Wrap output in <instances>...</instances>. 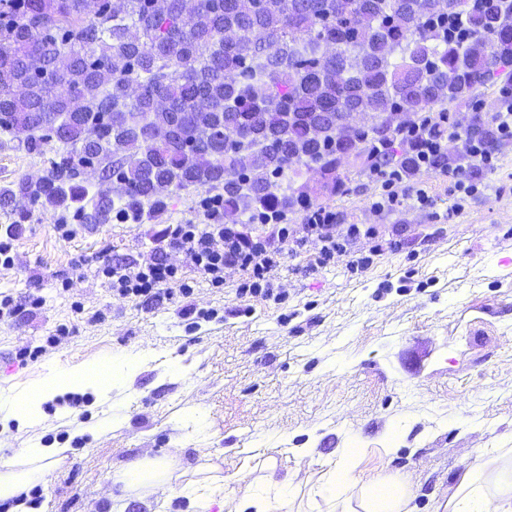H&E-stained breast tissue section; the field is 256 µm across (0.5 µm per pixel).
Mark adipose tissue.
<instances>
[{"label":"adipose tissue","mask_w":512,"mask_h":512,"mask_svg":"<svg viewBox=\"0 0 512 512\" xmlns=\"http://www.w3.org/2000/svg\"><path fill=\"white\" fill-rule=\"evenodd\" d=\"M91 385L102 391L108 388L106 380L96 378L94 366L56 367L45 381L25 386L11 403L10 412L17 420L30 424L38 420L43 402L64 390ZM359 453L356 447L344 449L342 462L322 472L307 487L296 474H280L276 463H269L263 475L239 488L229 503L220 485L186 479L172 457L163 461L140 459L115 471L113 478L130 489L167 487L187 500L190 512H211L216 506L229 507L230 512H289L301 491L317 512H414L415 494L407 475L385 470L354 472L348 462ZM64 457V449L37 444L17 449L15 456L0 457V500H14L13 512H29L24 497L27 485L44 479ZM21 460L27 462V469H18ZM445 512H512V458L503 459L495 450L466 463Z\"/></svg>","instance_id":"obj_1"}]
</instances>
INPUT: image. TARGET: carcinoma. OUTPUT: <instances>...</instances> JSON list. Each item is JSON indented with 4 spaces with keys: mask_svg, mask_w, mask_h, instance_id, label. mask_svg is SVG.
Wrapping results in <instances>:
<instances>
[{
    "mask_svg": "<svg viewBox=\"0 0 512 512\" xmlns=\"http://www.w3.org/2000/svg\"><path fill=\"white\" fill-rule=\"evenodd\" d=\"M1 36L0 135L60 147L39 182L0 188V208L24 197L79 224L205 185L251 223L308 201L304 174L330 196L355 162L414 176L408 129L443 142L435 113L512 85L505 0H0ZM470 112L464 136L494 145ZM93 163L115 196H89Z\"/></svg>",
    "mask_w": 512,
    "mask_h": 512,
    "instance_id": "cac0c4a2",
    "label": "carcinoma"
}]
</instances>
